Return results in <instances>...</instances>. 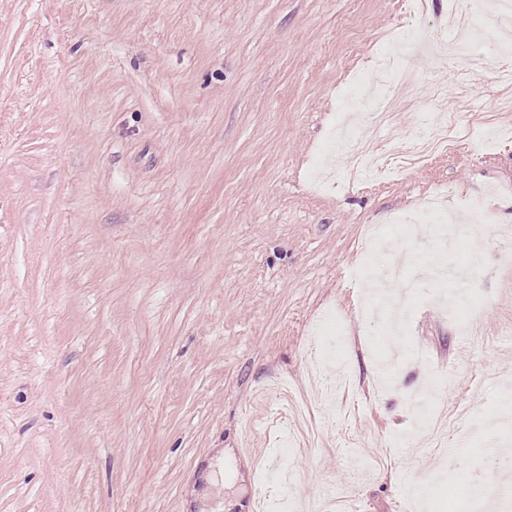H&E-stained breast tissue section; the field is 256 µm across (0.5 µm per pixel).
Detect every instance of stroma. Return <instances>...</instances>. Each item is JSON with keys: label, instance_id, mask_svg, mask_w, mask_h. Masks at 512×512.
Here are the masks:
<instances>
[{"label": "stroma", "instance_id": "1", "mask_svg": "<svg viewBox=\"0 0 512 512\" xmlns=\"http://www.w3.org/2000/svg\"><path fill=\"white\" fill-rule=\"evenodd\" d=\"M412 23L408 0H0V512H457L480 456L512 472V56L408 58L392 131L362 137L390 154L447 113L459 142L424 166L370 182L326 153ZM434 195L466 231L394 223ZM399 251L478 254L454 288L481 311L462 334L426 283V361L391 367L364 271ZM438 368L458 385L424 441L409 401Z\"/></svg>", "mask_w": 512, "mask_h": 512}]
</instances>
